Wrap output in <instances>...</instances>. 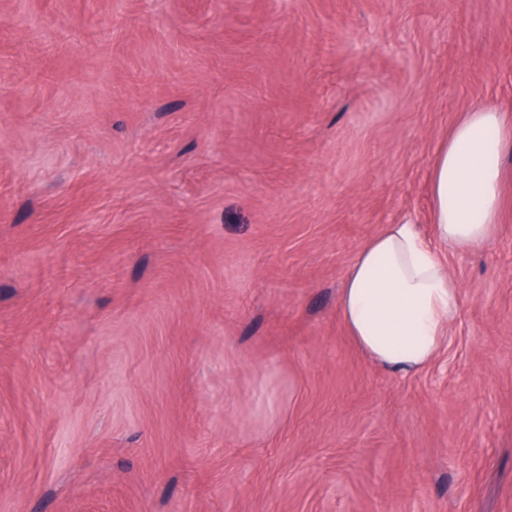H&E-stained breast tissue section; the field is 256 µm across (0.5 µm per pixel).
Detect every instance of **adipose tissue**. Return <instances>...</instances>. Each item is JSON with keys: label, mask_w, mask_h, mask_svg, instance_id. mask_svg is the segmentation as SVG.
I'll list each match as a JSON object with an SVG mask.
<instances>
[{"label": "adipose tissue", "mask_w": 512, "mask_h": 512, "mask_svg": "<svg viewBox=\"0 0 512 512\" xmlns=\"http://www.w3.org/2000/svg\"><path fill=\"white\" fill-rule=\"evenodd\" d=\"M512 149V123L490 104L466 112L439 147L432 170V234L388 224L359 249L337 310L359 351L392 374L430 365L448 342L460 290L444 260L495 238Z\"/></svg>", "instance_id": "obj_1"}]
</instances>
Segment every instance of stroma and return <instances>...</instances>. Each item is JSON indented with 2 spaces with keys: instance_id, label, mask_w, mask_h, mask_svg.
Returning <instances> with one entry per match:
<instances>
[{
  "instance_id": "obj_1",
  "label": "stroma",
  "mask_w": 512,
  "mask_h": 512,
  "mask_svg": "<svg viewBox=\"0 0 512 512\" xmlns=\"http://www.w3.org/2000/svg\"><path fill=\"white\" fill-rule=\"evenodd\" d=\"M489 102L512 0H0V512H512V152L432 365L336 314Z\"/></svg>"
}]
</instances>
